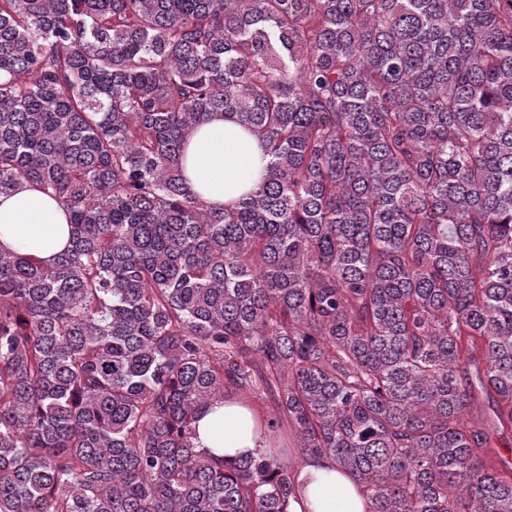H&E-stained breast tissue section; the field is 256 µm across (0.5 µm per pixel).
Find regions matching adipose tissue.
<instances>
[{
	"mask_svg": "<svg viewBox=\"0 0 512 512\" xmlns=\"http://www.w3.org/2000/svg\"><path fill=\"white\" fill-rule=\"evenodd\" d=\"M266 163L259 141L230 116L216 112L187 146L186 186L220 209L253 190ZM69 234L65 209L49 196L30 188L0 195V250L31 253L50 262L68 245ZM195 427L196 447L227 460L257 456L266 446L250 408L232 399L211 405ZM296 482L287 512H366L352 479L327 457H309Z\"/></svg>",
	"mask_w": 512,
	"mask_h": 512,
	"instance_id": "adipose-tissue-1",
	"label": "adipose tissue"
}]
</instances>
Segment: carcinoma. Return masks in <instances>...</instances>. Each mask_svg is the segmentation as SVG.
<instances>
[{
    "instance_id": "1",
    "label": "carcinoma",
    "mask_w": 512,
    "mask_h": 512,
    "mask_svg": "<svg viewBox=\"0 0 512 512\" xmlns=\"http://www.w3.org/2000/svg\"><path fill=\"white\" fill-rule=\"evenodd\" d=\"M214 112L269 157L222 210ZM24 185L71 236L0 251V512H286L287 426L367 512H512V0H0ZM226 397L268 452L194 445ZM266 163L259 141L230 116L215 112L187 146L186 186L212 208L222 209L256 187Z\"/></svg>"
}]
</instances>
